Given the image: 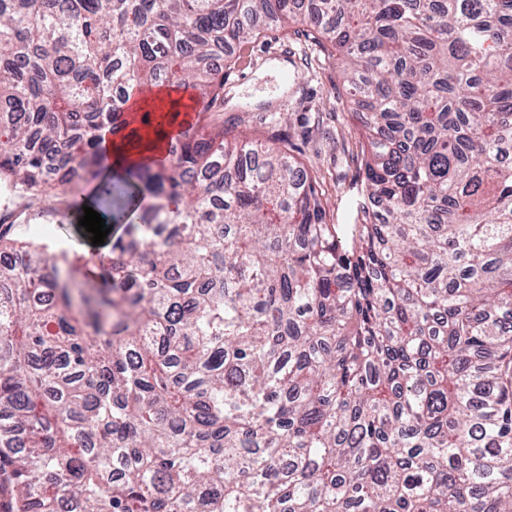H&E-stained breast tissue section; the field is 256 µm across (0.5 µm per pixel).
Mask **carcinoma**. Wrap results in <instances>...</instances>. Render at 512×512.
Wrapping results in <instances>:
<instances>
[{"label": "carcinoma", "mask_w": 512, "mask_h": 512, "mask_svg": "<svg viewBox=\"0 0 512 512\" xmlns=\"http://www.w3.org/2000/svg\"><path fill=\"white\" fill-rule=\"evenodd\" d=\"M307 21L366 146L352 224L252 136L107 177ZM512 0H0V188L111 254L0 234V512H512Z\"/></svg>", "instance_id": "obj_1"}]
</instances>
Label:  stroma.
I'll use <instances>...</instances> for the list:
<instances>
[{
	"instance_id": "1",
	"label": "stroma",
	"mask_w": 512,
	"mask_h": 512,
	"mask_svg": "<svg viewBox=\"0 0 512 512\" xmlns=\"http://www.w3.org/2000/svg\"><path fill=\"white\" fill-rule=\"evenodd\" d=\"M307 24L243 44L224 72V112H205L201 123L223 118L226 129L258 132L264 143L287 146L317 181L329 204L330 220L350 224L361 188L365 147L359 118L348 102L335 60L307 37ZM276 62L287 74L271 71ZM42 227L49 240L91 251L90 233L76 224L56 223L40 205L0 198V232L11 238L31 236Z\"/></svg>"
}]
</instances>
